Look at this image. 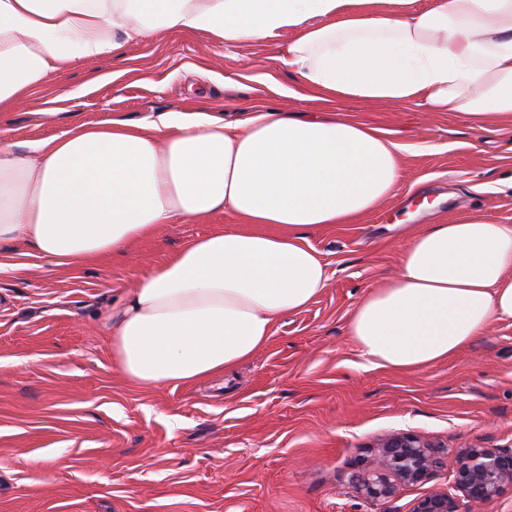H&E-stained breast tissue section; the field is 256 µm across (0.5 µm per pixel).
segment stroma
I'll list each match as a JSON object with an SVG mask.
<instances>
[{"label": "stroma", "mask_w": 512, "mask_h": 512, "mask_svg": "<svg viewBox=\"0 0 512 512\" xmlns=\"http://www.w3.org/2000/svg\"><path fill=\"white\" fill-rule=\"evenodd\" d=\"M280 53L267 41L146 36L110 62L78 60L23 108L0 112V129L29 146L77 124L161 112L320 111L297 96ZM338 108L401 145L399 183L357 223L307 231L326 288L224 375L140 389L98 326L132 281L229 229L231 215L169 224L128 255L75 267L0 244V512H410L452 484L451 470L368 501L352 476L379 439L412 433L448 453L512 448V323L422 371L365 365L347 334L354 306L397 274L414 234L471 217L512 224V126L482 134L459 113L414 104Z\"/></svg>", "instance_id": "stroma-1"}]
</instances>
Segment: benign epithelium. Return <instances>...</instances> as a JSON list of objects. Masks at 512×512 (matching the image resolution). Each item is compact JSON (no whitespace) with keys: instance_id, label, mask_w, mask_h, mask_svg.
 I'll return each instance as SVG.
<instances>
[{"instance_id":"7a95c632","label":"benign epithelium","mask_w":512,"mask_h":512,"mask_svg":"<svg viewBox=\"0 0 512 512\" xmlns=\"http://www.w3.org/2000/svg\"><path fill=\"white\" fill-rule=\"evenodd\" d=\"M440 464L436 446L426 439L391 434L361 461L357 489L372 501L388 500L398 485L424 482ZM450 466L456 493L435 490L410 512H475L512 489V448H461L452 454Z\"/></svg>"}]
</instances>
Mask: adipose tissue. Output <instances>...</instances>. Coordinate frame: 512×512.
<instances>
[{"label": "adipose tissue", "mask_w": 512, "mask_h": 512, "mask_svg": "<svg viewBox=\"0 0 512 512\" xmlns=\"http://www.w3.org/2000/svg\"><path fill=\"white\" fill-rule=\"evenodd\" d=\"M0 0V111L78 59L166 30L227 44L291 34L284 64L306 98L460 112L512 125V0ZM399 144L336 112L274 108L228 121L163 112L72 127L22 149L0 139V242L59 266L127 254L173 221L229 213L136 280L101 320L112 360L144 389L223 374L308 306L329 271L306 230L348 224L392 195ZM278 225V234L259 232ZM512 323V224L469 218L414 235L398 274L347 331L369 365L423 370Z\"/></svg>", "instance_id": "adipose-tissue-1"}]
</instances>
